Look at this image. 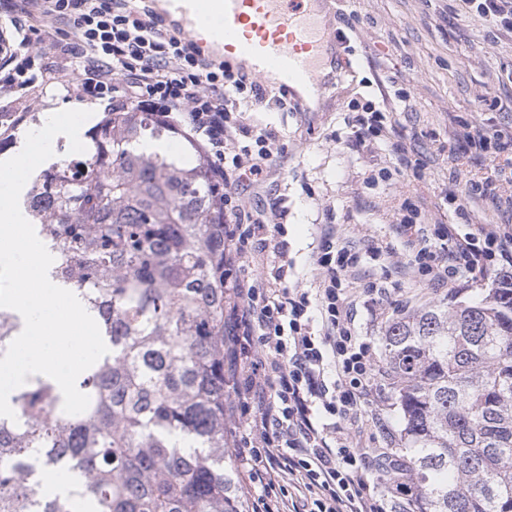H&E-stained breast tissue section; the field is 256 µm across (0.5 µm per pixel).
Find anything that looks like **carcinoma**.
Wrapping results in <instances>:
<instances>
[{
  "mask_svg": "<svg viewBox=\"0 0 512 512\" xmlns=\"http://www.w3.org/2000/svg\"><path fill=\"white\" fill-rule=\"evenodd\" d=\"M176 135L156 112H106L81 159L27 192L51 278L76 293L109 352L77 379L90 398L81 414L64 413L40 378L14 391L16 420L0 416V512H237L224 446V186ZM19 327L0 308V358ZM382 360L421 512H512V276L479 303L392 319ZM47 468L68 489H45Z\"/></svg>",
  "mask_w": 512,
  "mask_h": 512,
  "instance_id": "cac0c4a2",
  "label": "carcinoma"
}]
</instances>
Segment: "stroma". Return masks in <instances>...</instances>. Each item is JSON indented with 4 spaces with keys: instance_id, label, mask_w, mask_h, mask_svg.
Listing matches in <instances>:
<instances>
[{
    "instance_id": "stroma-1",
    "label": "stroma",
    "mask_w": 512,
    "mask_h": 512,
    "mask_svg": "<svg viewBox=\"0 0 512 512\" xmlns=\"http://www.w3.org/2000/svg\"><path fill=\"white\" fill-rule=\"evenodd\" d=\"M459 0H333L330 22L346 37L345 52L318 107L299 111L296 103L280 100L266 85L262 103L240 97L236 111L246 125L271 131L287 144L269 175L260 183H245L247 207L280 201L288 259L294 282L317 288L320 274L312 255L320 242L319 227L334 225L339 238L359 248L373 244L354 285L356 326L373 355L381 353L385 325L393 318L456 299L469 302L487 293L500 269L490 264L484 279L459 288L426 287L409 263L404 238L394 224V208L404 198L423 207L429 229L455 224L512 225V181L498 180L496 198L469 201L465 212L448 202L450 187L494 175L495 164L485 154L459 140L465 127H512V34L477 16L462 17ZM492 105H485L484 97ZM383 104L395 127L393 133L355 144L351 102ZM96 114L105 107L83 101L60 84H36L0 94V124L10 126L9 139L0 138V154L12 151L20 135L35 120L76 106ZM411 141L422 174L404 166L392 144ZM393 170L392 179L368 184L379 169ZM383 282V305L367 303L368 282ZM362 409L363 445L404 447V419L391 400L390 385L378 376Z\"/></svg>"
}]
</instances>
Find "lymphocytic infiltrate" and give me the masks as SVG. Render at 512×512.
<instances>
[{
  "label": "lymphocytic infiltrate",
  "instance_id": "obj_1",
  "mask_svg": "<svg viewBox=\"0 0 512 512\" xmlns=\"http://www.w3.org/2000/svg\"><path fill=\"white\" fill-rule=\"evenodd\" d=\"M9 38L0 40V92L30 88L36 79L58 83L77 76L79 95L111 107L134 102L185 127L224 183L225 234L238 259L262 254L278 260L272 282H235L237 302L224 358L245 420L233 454L244 489L259 512H383L365 495L367 472L387 467L389 454L360 449L350 433L372 390L368 346L355 328L348 287L361 253L341 243L333 225L321 228L314 263L316 294L291 287L288 243L281 224L287 212L245 211L238 188L260 181L285 147L272 132L251 129L229 102L249 95L262 101L260 84L247 74L205 58L181 35L163 30L149 7L128 0H18ZM58 52L63 73L36 75V56ZM396 227L409 232L406 248L431 287L483 275L489 261L512 267V226L483 224L476 232L441 230L433 242L422 211L403 201ZM303 485L306 496L286 507L285 483Z\"/></svg>",
  "mask_w": 512,
  "mask_h": 512
}]
</instances>
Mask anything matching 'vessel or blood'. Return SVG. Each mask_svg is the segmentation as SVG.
Masks as SVG:
<instances>
[{
	"instance_id": "obj_1",
	"label": "vessel or blood",
	"mask_w": 512,
	"mask_h": 512,
	"mask_svg": "<svg viewBox=\"0 0 512 512\" xmlns=\"http://www.w3.org/2000/svg\"><path fill=\"white\" fill-rule=\"evenodd\" d=\"M328 0H164L162 27L180 22L198 48L240 59L250 74L275 76V86L298 103L321 99L322 70L337 39L316 6Z\"/></svg>"
}]
</instances>
